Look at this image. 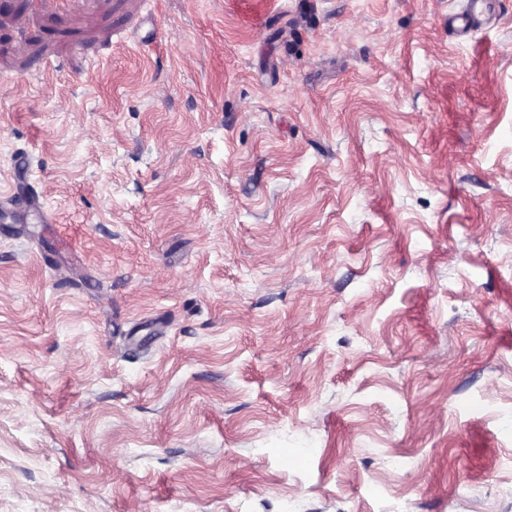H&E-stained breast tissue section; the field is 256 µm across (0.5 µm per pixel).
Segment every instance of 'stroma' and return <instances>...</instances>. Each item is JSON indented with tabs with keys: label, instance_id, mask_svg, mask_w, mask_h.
I'll return each mask as SVG.
<instances>
[{
	"label": "stroma",
	"instance_id": "35a3bbf8",
	"mask_svg": "<svg viewBox=\"0 0 512 512\" xmlns=\"http://www.w3.org/2000/svg\"><path fill=\"white\" fill-rule=\"evenodd\" d=\"M465 7L0 0V512H512V0Z\"/></svg>",
	"mask_w": 512,
	"mask_h": 512
}]
</instances>
